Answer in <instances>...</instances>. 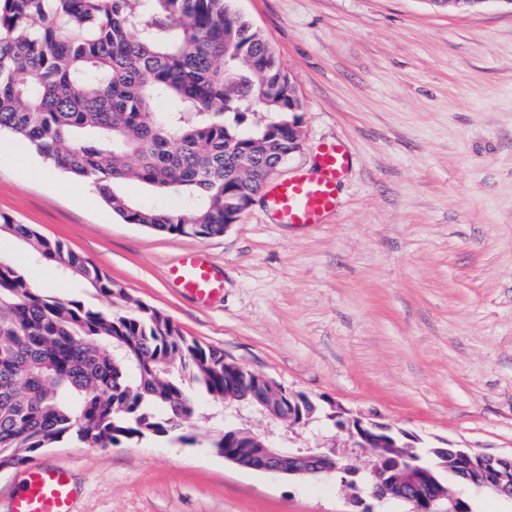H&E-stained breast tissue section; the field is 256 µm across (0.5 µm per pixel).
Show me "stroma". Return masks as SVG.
I'll return each instance as SVG.
<instances>
[{
  "mask_svg": "<svg viewBox=\"0 0 512 512\" xmlns=\"http://www.w3.org/2000/svg\"><path fill=\"white\" fill-rule=\"evenodd\" d=\"M273 45L303 101L300 148L352 157L325 223L280 224L264 196L223 235L126 223L94 189L9 134L0 212L61 239L186 336L316 402L376 416L422 448L512 453V9L426 0H234ZM48 168V167H47ZM201 251L224 275L203 306L168 278ZM0 254L61 297L93 291L0 239ZM166 437L97 448L66 440L36 462L67 468L75 512H362L334 480L246 471Z\"/></svg>",
  "mask_w": 512,
  "mask_h": 512,
  "instance_id": "35a3bbf8",
  "label": "stroma"
}]
</instances>
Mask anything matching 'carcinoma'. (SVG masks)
<instances>
[{"instance_id":"cac0c4a2","label":"carcinoma","mask_w":512,"mask_h":512,"mask_svg":"<svg viewBox=\"0 0 512 512\" xmlns=\"http://www.w3.org/2000/svg\"><path fill=\"white\" fill-rule=\"evenodd\" d=\"M232 0H0V132L93 185L129 224L208 238L258 172L268 140H288L299 96L262 33ZM267 112L263 125L246 114ZM138 183L188 210L144 207ZM94 291L101 307L37 288L0 256V468L66 438L112 448L133 438L189 442L200 397L224 401V352L184 336L162 311L110 308L124 289L92 261L0 213V233Z\"/></svg>"}]
</instances>
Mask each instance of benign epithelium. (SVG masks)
<instances>
[{"mask_svg":"<svg viewBox=\"0 0 512 512\" xmlns=\"http://www.w3.org/2000/svg\"><path fill=\"white\" fill-rule=\"evenodd\" d=\"M299 142V132L295 127L288 131V151L283 152L277 145L270 146L275 153L273 162L264 168L271 174L284 164L291 153L296 151L294 145ZM254 197L239 196V209L226 214L224 228L237 223L242 214L252 205ZM224 365L230 372L229 386L236 392L239 399H224L227 407L241 414L244 409H252L259 405L262 412L273 420H281L287 428L305 427L311 418L286 411L283 390L272 378L260 374L243 379L239 372L244 366L229 358H224ZM334 421V427L348 435L351 447L360 450L370 449L374 452L382 448H405L404 440L410 435L404 431L393 433L392 427L375 421L369 417H343V410L335 409L326 414ZM288 433H277L273 430L263 435H249L241 439L235 431L224 436V448L219 455L246 470L268 472L280 477H318L340 476L343 483L356 475L359 469L346 461L341 466L336 462L335 444L321 443L307 448H286ZM453 464L443 461L439 468L455 476L467 477L474 464H480L482 470L491 477L500 494L512 497V456L500 457L488 454H472L460 450L452 457ZM372 482L365 489L367 495L379 502L387 499H398L411 506L410 512H467L463 502L448 493V486L442 484L437 473L428 468L416 465V459L407 458L403 454H382L381 462L371 470Z\"/></svg>","mask_w":512,"mask_h":512,"instance_id":"7a95c632","label":"benign epithelium"}]
</instances>
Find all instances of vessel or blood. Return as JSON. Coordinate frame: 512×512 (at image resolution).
Here are the masks:
<instances>
[{
    "mask_svg": "<svg viewBox=\"0 0 512 512\" xmlns=\"http://www.w3.org/2000/svg\"><path fill=\"white\" fill-rule=\"evenodd\" d=\"M349 165L350 158L340 144L322 145L316 173L302 169L273 187L269 202L276 217L285 224L324 223L336 210V187ZM170 277L184 294L203 304L224 289L222 274L196 251L185 253ZM76 497L77 489L65 468L35 466L24 470L8 512H73Z\"/></svg>",
    "mask_w": 512,
    "mask_h": 512,
    "instance_id": "1",
    "label": "vessel or blood"
}]
</instances>
